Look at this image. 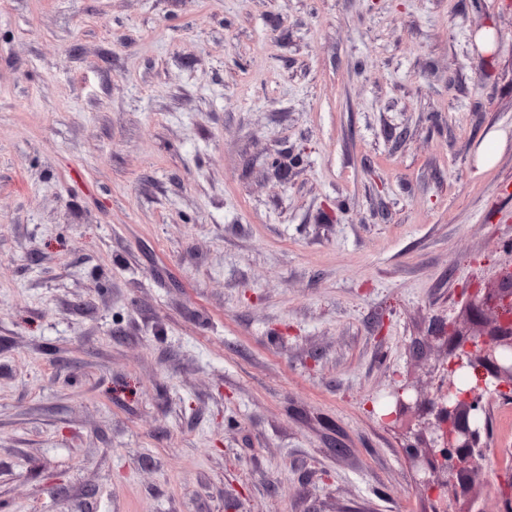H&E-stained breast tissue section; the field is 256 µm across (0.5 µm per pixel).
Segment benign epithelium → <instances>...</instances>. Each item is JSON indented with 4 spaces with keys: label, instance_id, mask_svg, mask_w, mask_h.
Segmentation results:
<instances>
[{
    "label": "benign epithelium",
    "instance_id": "1",
    "mask_svg": "<svg viewBox=\"0 0 512 512\" xmlns=\"http://www.w3.org/2000/svg\"><path fill=\"white\" fill-rule=\"evenodd\" d=\"M468 307L477 319L491 315L492 327L485 334L464 338L452 323L438 326L446 341L453 342L448 373L429 399L435 419L429 439L424 447L409 450L414 466L428 472L426 483L437 492L435 512H447L444 492L475 469L481 447L476 411L486 412L481 401L512 392V361L501 359L503 351H512V266L500 273L496 287L468 290ZM463 367L477 377L473 394L457 391L456 372Z\"/></svg>",
    "mask_w": 512,
    "mask_h": 512
}]
</instances>
